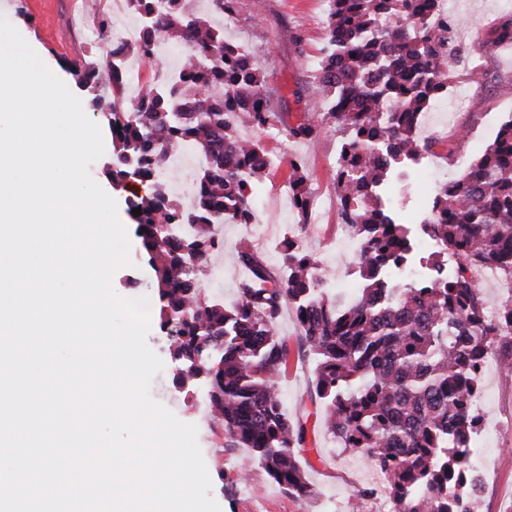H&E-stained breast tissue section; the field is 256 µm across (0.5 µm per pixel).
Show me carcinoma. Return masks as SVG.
<instances>
[{
  "label": "carcinoma",
  "instance_id": "carcinoma-1",
  "mask_svg": "<svg viewBox=\"0 0 512 512\" xmlns=\"http://www.w3.org/2000/svg\"><path fill=\"white\" fill-rule=\"evenodd\" d=\"M327 2L319 98L284 132L292 142L311 141L324 129L339 139L334 187L341 222L364 247L360 288L346 304L325 282L331 272L295 236L279 250L283 277H274L254 240L243 237L237 253L251 277L239 283L233 304L203 293L202 263L223 245L216 226L254 223V192L269 174L267 151L243 130L276 118L264 73L224 39V27L189 11L186 0H127V12L143 25L117 53L151 68L157 42L182 47L184 63L171 81L145 85L133 101L102 55L69 71L111 130L112 183L151 185L149 194L128 200V211L141 208L132 220L156 276L160 330L174 337L175 384L200 381L224 429V447L247 450L244 469L228 481H247L255 465L301 501L317 495L302 464L310 451L308 415L287 414L279 389L288 344L278 322L287 307L300 350L315 363L322 428L383 476L392 512H473L482 492L471 472L481 417L474 372L490 347L502 370L512 372V294L488 320L483 290L465 270L432 285L391 280L412 258L414 242L391 204L371 193L418 152L432 153L414 116L448 95L451 63L464 55L454 36L460 22L433 25L439 0ZM504 43H512L511 12L485 40L490 53ZM184 143L202 159L186 208L167 185V150ZM287 164L304 229L305 162L294 155ZM430 210L442 215L424 227L438 244L420 256L431 271L463 253L475 267L496 268L512 289V118L463 172L435 187Z\"/></svg>",
  "mask_w": 512,
  "mask_h": 512
}]
</instances>
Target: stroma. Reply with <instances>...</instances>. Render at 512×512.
I'll return each mask as SVG.
<instances>
[{
	"label": "stroma",
	"mask_w": 512,
	"mask_h": 512,
	"mask_svg": "<svg viewBox=\"0 0 512 512\" xmlns=\"http://www.w3.org/2000/svg\"><path fill=\"white\" fill-rule=\"evenodd\" d=\"M103 5H87L83 0H0V17H6L44 63L67 85L75 80L65 65L74 59V46L82 45V31L94 24ZM453 12L460 20L462 43L468 47L465 62L455 66L454 74L472 82L474 104L471 109L457 111L447 99L438 100L424 113L420 136H428L438 127L463 128L473 143L449 139L447 146L437 147L434 162L452 172L463 171L476 149L485 148L494 139L500 124L512 118V44L499 47L495 53L477 57V42L486 40L501 23L504 14L501 0H453ZM326 0H239L232 17L220 18L226 40L246 47L263 69L272 93V108L280 122L295 123L310 111L317 97L316 69L327 46ZM300 34L294 43L292 34ZM269 156L274 160L265 182L255 194L256 221L252 224H227L223 227L224 246L210 256L212 273L202 274L204 293L208 299L231 303L236 288L249 271L237 254L241 238L259 240V253L270 272L278 270V250L291 235H300L304 246L315 254L322 265L338 267L345 263L355 238L341 237L339 206L325 202L315 223L300 229V217L283 186L288 181L287 156H302L310 175V187L331 194L334 191L335 160L338 138L323 132L314 140L289 141L279 128L254 131ZM397 208L407 218L420 216L431 188L425 185L417 170L401 169L389 186ZM130 231L131 266L120 268L113 277V288L126 298L153 295L154 273L142 256L141 243L135 237L130 217H123ZM279 330L287 337L288 373L279 387L287 412L310 406L315 379V364L300 355L297 327L291 310H283ZM150 348L164 363L150 386L152 398L182 422L196 425L197 441L211 480V496L221 512H372L373 500L356 496L359 487L375 484L377 473L362 457L338 448L330 435L317 433L314 441L319 456L310 457L305 468L308 481L317 490V498L304 503L273 485L262 469H253L248 485L229 486L218 476L231 471L244 456L243 449L224 445V430L213 418L197 414L195 404L201 396L196 385L181 389L174 384L170 340L159 326H152L147 338ZM481 408L484 415L497 421L500 428L479 440L478 454L486 462L490 474L476 505L477 512H512V375L489 369L483 376Z\"/></svg>",
	"instance_id": "35a3bbf8"
}]
</instances>
